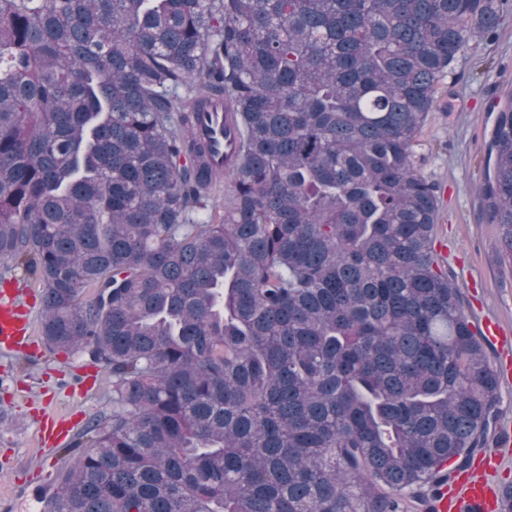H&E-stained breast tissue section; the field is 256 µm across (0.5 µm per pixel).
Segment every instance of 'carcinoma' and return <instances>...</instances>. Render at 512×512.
I'll list each match as a JSON object with an SVG mask.
<instances>
[{
  "mask_svg": "<svg viewBox=\"0 0 512 512\" xmlns=\"http://www.w3.org/2000/svg\"><path fill=\"white\" fill-rule=\"evenodd\" d=\"M512 0H0V263L112 375L44 512H399L499 379L414 163ZM220 96L233 191L189 132ZM481 193L512 259V98Z\"/></svg>",
  "mask_w": 512,
  "mask_h": 512,
  "instance_id": "1",
  "label": "carcinoma"
}]
</instances>
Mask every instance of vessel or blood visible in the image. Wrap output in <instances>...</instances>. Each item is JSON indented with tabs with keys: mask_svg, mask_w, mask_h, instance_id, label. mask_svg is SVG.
<instances>
[{
	"mask_svg": "<svg viewBox=\"0 0 512 512\" xmlns=\"http://www.w3.org/2000/svg\"><path fill=\"white\" fill-rule=\"evenodd\" d=\"M194 138L208 147L210 164L233 168L239 131L229 123L221 105L203 112L192 129ZM33 334L29 312L20 300V291L8 288L0 292V347L12 349L27 344ZM71 426L62 417L47 413L42 417L40 439L43 446H64ZM512 448V429L504 431L485 463L473 462L469 469L453 471L450 483L434 502V512H497V495L491 479L503 451Z\"/></svg>",
	"mask_w": 512,
	"mask_h": 512,
	"instance_id": "b4317fda",
	"label": "vessel or blood"
}]
</instances>
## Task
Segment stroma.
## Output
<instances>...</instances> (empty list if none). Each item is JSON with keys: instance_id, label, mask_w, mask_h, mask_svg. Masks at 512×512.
<instances>
[{"instance_id": "1", "label": "stroma", "mask_w": 512, "mask_h": 512, "mask_svg": "<svg viewBox=\"0 0 512 512\" xmlns=\"http://www.w3.org/2000/svg\"><path fill=\"white\" fill-rule=\"evenodd\" d=\"M512 95V17L495 41L474 40L451 65L436 107L414 147L417 168L438 186L436 251L460 288L473 321L490 318L512 337V263L501 258L499 229L478 194L499 101ZM74 432L112 404V379L75 357L51 354L40 336L32 346L0 352V503L12 512H42L61 452L47 455L37 427L45 405Z\"/></svg>"}]
</instances>
